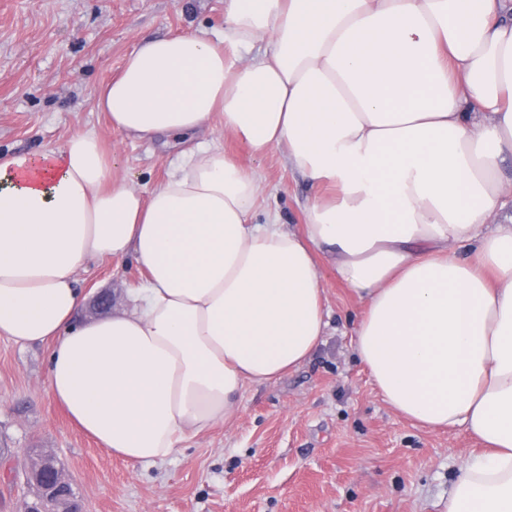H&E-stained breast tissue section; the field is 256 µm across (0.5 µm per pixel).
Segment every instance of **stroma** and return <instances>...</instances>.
Wrapping results in <instances>:
<instances>
[{
	"mask_svg": "<svg viewBox=\"0 0 512 512\" xmlns=\"http://www.w3.org/2000/svg\"><path fill=\"white\" fill-rule=\"evenodd\" d=\"M224 29V0H0V156L61 145L96 128L121 159L116 181L147 188L189 145L126 139L96 111L95 89L144 41ZM208 139L263 178L256 222L278 212L300 231L311 190L280 150L261 157L213 123ZM320 279L330 308L323 343L281 379L246 388L239 419L186 440L164 464L142 469L81 432L54 400L50 348L0 338V512H21L26 451L45 448L79 491L85 512H444L461 464L479 453L465 429L433 431L389 408L358 362L351 336L362 303L328 259ZM143 274L132 258L88 261L76 278L124 309Z\"/></svg>",
	"mask_w": 512,
	"mask_h": 512,
	"instance_id": "obj_1",
	"label": "stroma"
}]
</instances>
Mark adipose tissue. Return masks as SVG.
Wrapping results in <instances>:
<instances>
[{
    "instance_id": "ef3b65f1",
    "label": "adipose tissue",
    "mask_w": 512,
    "mask_h": 512,
    "mask_svg": "<svg viewBox=\"0 0 512 512\" xmlns=\"http://www.w3.org/2000/svg\"><path fill=\"white\" fill-rule=\"evenodd\" d=\"M93 102L137 141L219 119L314 194L301 231L254 223L260 175L208 142L118 183L92 128L0 164V337L50 345L85 434L150 468L235 422L321 343L322 253L384 402L484 446L446 512H512V0H226L222 34L141 43ZM129 254L128 309L77 321L79 266Z\"/></svg>"
}]
</instances>
